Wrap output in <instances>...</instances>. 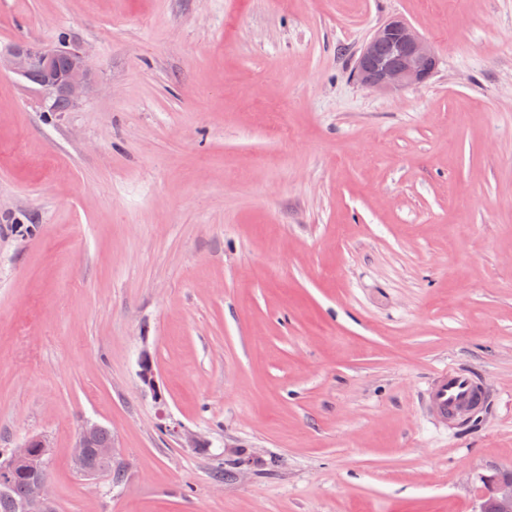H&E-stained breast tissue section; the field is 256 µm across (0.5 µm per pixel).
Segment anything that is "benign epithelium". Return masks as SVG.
<instances>
[{
    "instance_id": "obj_1",
    "label": "benign epithelium",
    "mask_w": 512,
    "mask_h": 512,
    "mask_svg": "<svg viewBox=\"0 0 512 512\" xmlns=\"http://www.w3.org/2000/svg\"><path fill=\"white\" fill-rule=\"evenodd\" d=\"M436 66L433 48L424 41L412 25L393 18L379 27L363 46L357 59L354 77L369 89L387 93L427 80ZM6 67L21 77L49 91L51 105L64 101L77 103L92 84V71L87 54L79 47L48 49L30 43H19L5 55L0 54V68ZM139 378L149 389L156 403L164 398L156 380L152 355L144 350L139 358ZM103 425L87 422L80 430L73 461L81 466L90 448L91 437ZM50 445L43 436H31L23 444L10 449L3 462L12 468L27 465L32 471L30 493L19 512H52L54 498L41 468L34 458H44ZM480 512H512V475L502 478L484 499Z\"/></svg>"
}]
</instances>
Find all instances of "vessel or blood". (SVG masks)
Wrapping results in <instances>:
<instances>
[{"instance_id":"vessel-or-blood-1","label":"vessel or blood","mask_w":512,"mask_h":512,"mask_svg":"<svg viewBox=\"0 0 512 512\" xmlns=\"http://www.w3.org/2000/svg\"><path fill=\"white\" fill-rule=\"evenodd\" d=\"M490 403L479 377L462 369H448L436 375L423 396L428 419L448 428L467 422Z\"/></svg>"}]
</instances>
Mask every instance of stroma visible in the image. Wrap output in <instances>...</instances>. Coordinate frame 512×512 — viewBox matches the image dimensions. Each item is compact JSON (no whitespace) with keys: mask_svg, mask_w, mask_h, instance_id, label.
Here are the masks:
<instances>
[{"mask_svg":"<svg viewBox=\"0 0 512 512\" xmlns=\"http://www.w3.org/2000/svg\"><path fill=\"white\" fill-rule=\"evenodd\" d=\"M394 17L438 63L378 93L351 70ZM63 38L67 111L0 70V448L48 439L57 512H479L512 473V0H0V50ZM456 367L492 404L450 430L420 403ZM89 421L118 484L74 465ZM139 378L143 386L151 391L155 402L164 405V398L156 380L153 357L147 350H143L139 358Z\"/></svg>","mask_w":512,"mask_h":512,"instance_id":"1","label":"stroma"}]
</instances>
